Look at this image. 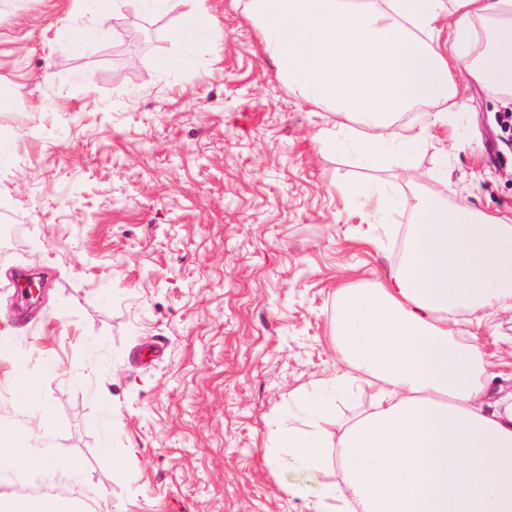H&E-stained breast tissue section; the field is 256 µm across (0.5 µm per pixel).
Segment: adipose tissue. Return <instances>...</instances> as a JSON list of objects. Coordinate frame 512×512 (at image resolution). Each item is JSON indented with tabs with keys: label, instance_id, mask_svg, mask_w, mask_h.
Instances as JSON below:
<instances>
[{
	"label": "adipose tissue",
	"instance_id": "ef3b65f1",
	"mask_svg": "<svg viewBox=\"0 0 512 512\" xmlns=\"http://www.w3.org/2000/svg\"><path fill=\"white\" fill-rule=\"evenodd\" d=\"M241 3L297 97L343 116L338 129L318 133L322 149L345 145L368 165L404 170L413 189L400 200L379 185L345 192L379 228L372 246L392 234L394 207L412 216L397 265L368 287L340 289L332 384L369 391V412L341 426L331 405L299 392L317 428L336 426V451H325L317 428L296 424L280 431L278 447L320 485L314 512L330 499L336 512H512V403L485 413L489 363L456 329L459 314L512 310V217L449 202L444 174L416 192L410 170L417 154H455L457 137L443 141L431 129L451 122L457 74L512 99V0ZM420 105L435 108L428 124L402 123ZM51 426L45 408L20 425L0 422V472L61 485L77 477L78 464L59 466L32 445Z\"/></svg>",
	"mask_w": 512,
	"mask_h": 512
}]
</instances>
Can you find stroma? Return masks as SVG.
<instances>
[{
    "instance_id": "1",
    "label": "stroma",
    "mask_w": 512,
    "mask_h": 512,
    "mask_svg": "<svg viewBox=\"0 0 512 512\" xmlns=\"http://www.w3.org/2000/svg\"><path fill=\"white\" fill-rule=\"evenodd\" d=\"M215 41L174 38L194 0H0V420L48 404L43 438L76 462L75 512H311L321 490L268 464L296 391L336 405L330 344L339 286L387 273L351 186L394 182L316 135L342 118L298 99L234 0H210ZM104 26L77 47L74 34ZM180 59L163 74L157 64ZM450 163L417 155L419 190L444 172L449 201L512 212L504 107L458 78ZM45 275L16 309L14 274ZM460 328L512 388V311ZM25 374L40 395L22 393Z\"/></svg>"
}]
</instances>
